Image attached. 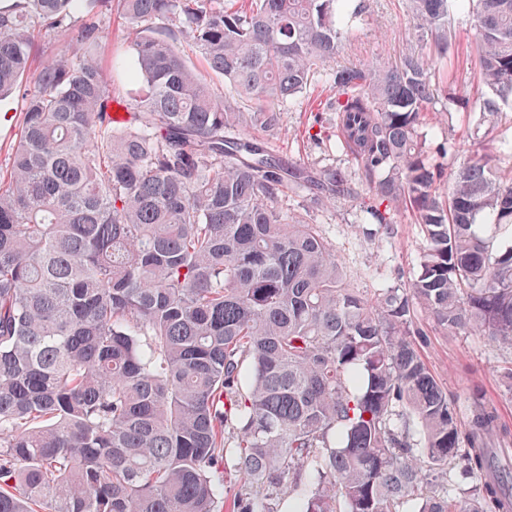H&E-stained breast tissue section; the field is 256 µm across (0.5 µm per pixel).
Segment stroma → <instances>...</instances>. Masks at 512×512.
<instances>
[{
	"instance_id": "obj_1",
	"label": "stroma",
	"mask_w": 512,
	"mask_h": 512,
	"mask_svg": "<svg viewBox=\"0 0 512 512\" xmlns=\"http://www.w3.org/2000/svg\"><path fill=\"white\" fill-rule=\"evenodd\" d=\"M90 12L100 21L98 58L104 69H111L114 45L130 44L135 32L115 8L93 6L88 0H78L58 32L35 33L38 60L69 54L75 46L72 32L82 16ZM344 12L340 60L379 68L419 52L420 33L409 0H346ZM451 16L457 30L455 51L459 62L448 82L447 99L427 112L419 127L428 146L448 142L458 146L456 152L441 160L445 174L440 189L444 192L466 162L471 144L478 139L488 145L495 170L512 171V107L482 112L475 106L480 92L470 65L475 44L469 0H451ZM33 86V81H26L0 100V173L10 168L25 95ZM335 98L334 86L326 78H318L306 92L289 101L280 130L272 133L250 128L246 134L267 140L277 153L299 164L314 169L342 167L356 181L358 195L353 199L316 204L299 195L281 202L282 208L319 225L344 270L346 287L368 295L383 288L410 287L420 270L425 239L408 214L397 215L394 223L378 224L367 213L372 196L359 166L336 146V114L330 109ZM414 325L426 333L418 349L447 392L459 419H467L469 395L478 389L496 407L501 422L512 428V390L501 378L504 367L512 365V349L498 346L482 335L448 332L422 310L417 311Z\"/></svg>"
}]
</instances>
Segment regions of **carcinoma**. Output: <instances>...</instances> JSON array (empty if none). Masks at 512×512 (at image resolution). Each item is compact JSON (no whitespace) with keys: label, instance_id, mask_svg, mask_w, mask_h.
I'll use <instances>...</instances> for the list:
<instances>
[{"label":"carcinoma","instance_id":"obj_1","mask_svg":"<svg viewBox=\"0 0 512 512\" xmlns=\"http://www.w3.org/2000/svg\"><path fill=\"white\" fill-rule=\"evenodd\" d=\"M77 0L0 7V98ZM341 0H117L140 86L97 60L96 16L41 64L0 177V512H512L508 428L474 398L461 423L421 358L414 310L512 347V177L478 149L439 191L418 133L448 98V0H410L421 52L338 65ZM483 110L512 105V0H472ZM228 81L218 98L167 37ZM339 142L382 224L426 240L410 288L345 286L319 225L278 208L354 193L241 138L274 132L325 72ZM385 209H380V206ZM494 231L483 235L478 219ZM477 481L458 492L448 473Z\"/></svg>","mask_w":512,"mask_h":512}]
</instances>
